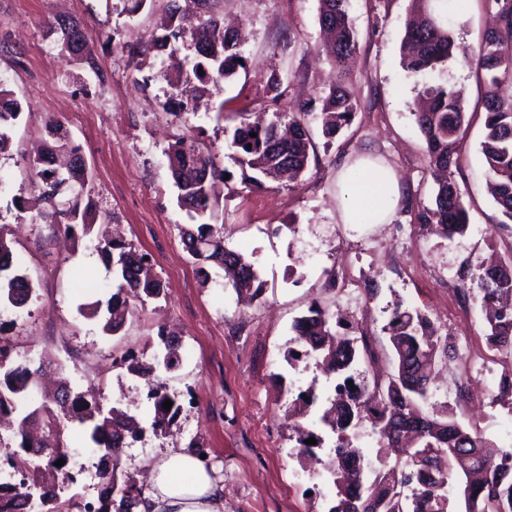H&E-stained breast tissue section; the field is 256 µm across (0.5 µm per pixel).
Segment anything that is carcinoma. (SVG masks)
<instances>
[{
  "mask_svg": "<svg viewBox=\"0 0 512 512\" xmlns=\"http://www.w3.org/2000/svg\"><path fill=\"white\" fill-rule=\"evenodd\" d=\"M349 0H320L319 22L333 35V41L322 45V52L336 70V83L323 98L322 132L333 138L350 123L359 103L346 81V64L357 52L356 32L348 12ZM495 6L497 27L483 37L477 52L476 66L486 82L495 86L512 81V57L505 50L512 47V0H488ZM412 12L405 23V53L401 60L405 71L415 74L441 72L456 51L455 28L448 22L444 0H411ZM60 33L61 52L70 59L82 55L83 63L99 80L105 74L94 57L84 53L85 33L74 20L54 24ZM166 34L156 38L150 48L177 52L180 43L190 38L195 43L198 62L195 68L201 84L216 83L233 77L245 68L238 34L224 28L211 11L198 12L189 7L174 9L164 23ZM422 103L412 112L424 137L431 165L436 171L437 188L433 206L420 213L424 224H436L451 238L468 228V215L450 168L459 163V134L465 122L461 92L438 83L422 92ZM485 133L480 142L493 185L494 200L504 217L503 228L512 224V101L490 94L485 99ZM21 113L10 92L0 88V151L9 141L8 130ZM257 137H251V134ZM50 140L30 158L36 170L41 199L59 217L58 223L67 233L79 226L85 236L93 232L96 218L84 193L86 167L79 147L58 133L57 125L47 130ZM231 146L236 160L244 169L254 172L248 180L262 185V179L279 181L295 179L310 166L314 147L305 123L296 112H276L263 126L243 122L235 128ZM168 159L172 178L178 190V202L197 217H213L211 203L213 180L222 175L214 157L201 148L192 136H181L169 147ZM187 252L200 268L215 263L221 254L222 268L234 291L257 298L262 293L253 263L243 254L224 246V227L201 223L194 229L182 230ZM95 251L107 266L123 280L119 292L108 302L109 317L103 331L116 335L125 323V313L135 312L136 302L161 294L162 284L143 273L144 256L124 243L107 238L98 240ZM11 243L0 234V300L20 308L27 304L34 286L28 276L11 270ZM512 269V262L481 266L470 275L472 287L481 295L485 317L486 341L496 350L512 351V304L502 302L512 297V276L498 274L499 267ZM294 347L288 349L287 361L297 366L312 361L329 375L338 376L334 395L321 418L323 425L336 435V464L330 478L336 490L328 512H454L448 488L461 484L469 491L471 507L465 512H512V452L499 449L482 432L459 423L451 412H435L425 408L429 392V376L439 362L460 357L459 347L418 309L396 306L384 327L396 362V372L383 378L374 372L375 353L371 337L340 335L331 323L330 314L321 306L309 307L308 314L294 320ZM164 354L156 364L143 363L127 352L115 364L128 372L148 377L162 366L167 370L177 360L178 344L159 333ZM8 342L0 338V427L10 423L16 410L26 408L30 387L39 369L28 363L7 365ZM153 417L150 428L141 426L133 416L113 408L109 415L100 413L99 403H90L81 394L73 395L69 407L59 405L57 397H47L41 405L25 415L38 423L41 435L23 439L21 452L11 459L12 468L21 475L18 484L0 483V512H65L78 507V512H109L119 505L130 512L143 493L135 474L121 468L118 457H108L107 449L130 437L140 438L147 430L158 432L168 422L173 410L164 402L171 396L162 387L150 384ZM78 424L100 454L95 476L101 490L96 506H77L74 499L60 501L55 491L56 480L69 477V454L64 451V433L68 424ZM370 425L377 435L378 451L373 460L365 459L353 441L351 432ZM298 455L306 459L322 438L300 424H295ZM315 438V445L305 440ZM404 448V460H389L388 449ZM64 460L61 467L55 466ZM41 485L46 494L30 500L29 487Z\"/></svg>",
  "mask_w": 512,
  "mask_h": 512,
  "instance_id": "cac0c4a2",
  "label": "carcinoma"
}]
</instances>
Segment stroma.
Returning a JSON list of instances; mask_svg holds the SVG:
<instances>
[{
    "mask_svg": "<svg viewBox=\"0 0 512 512\" xmlns=\"http://www.w3.org/2000/svg\"><path fill=\"white\" fill-rule=\"evenodd\" d=\"M170 4L147 0L134 13L129 0H0V87L22 107L0 152V228L34 286L25 307L0 303V337L47 368L63 364L75 391L99 394L104 405L147 420L145 381L112 360L132 351L151 361L161 350L160 332L169 333L180 345L178 362L158 370L156 380L178 411L165 434L148 432L129 443L121 465L144 473L160 455L199 444L224 484V512H328L335 498L323 467L334 454V436L325 435L319 463L301 462L285 417L289 402L314 389L317 403L302 423L319 430L333 394L335 377L284 358L294 320L315 303L374 336L378 366L386 372L394 369L383 331L392 309L400 304L425 312L462 353L443 365L428 407L452 409L512 452V406L495 400L501 381L512 378V355L488 348L480 301L460 292L467 270L490 258L512 260V231L500 227L480 151L485 88L467 62L493 23L487 0H469L458 22L457 60L426 76L401 66L410 0H350L358 41L350 87L360 108L331 139L315 118L336 77L315 51L322 39L318 0H214L213 13L242 32L246 67L201 93L190 77L193 51L171 57L150 48L163 33ZM61 15L84 26L85 51L105 81L61 56L52 27ZM434 83L462 90L470 120L453 173L469 230L450 240L419 220L432 204L434 182L412 112ZM191 89L197 92L192 99ZM184 98L187 111L172 114V102ZM301 108L313 114L308 126L317 163L297 181L253 186L230 145L236 118ZM52 120L85 159L97 227L147 255L164 286L115 336L79 306L108 303L120 276L106 269L90 239L66 237L50 208L36 200L29 156ZM186 134L225 172L215 182L218 221L226 247L245 254L263 283L252 304L238 302L221 268L203 280L182 243L180 230L193 219L178 203L168 150ZM363 156L398 177L401 202L390 223L340 221L339 168ZM461 382L471 391L463 401Z\"/></svg>",
    "mask_w": 512,
    "mask_h": 512,
    "instance_id": "obj_1",
    "label": "stroma"
}]
</instances>
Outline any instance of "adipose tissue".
Instances as JSON below:
<instances>
[{"instance_id": "1", "label": "adipose tissue", "mask_w": 512, "mask_h": 512, "mask_svg": "<svg viewBox=\"0 0 512 512\" xmlns=\"http://www.w3.org/2000/svg\"><path fill=\"white\" fill-rule=\"evenodd\" d=\"M338 178L342 223L384 224L395 213L400 190L390 168L361 157L345 165ZM149 486L133 512H224L223 484L194 454L177 451L158 459L150 468Z\"/></svg>"}]
</instances>
